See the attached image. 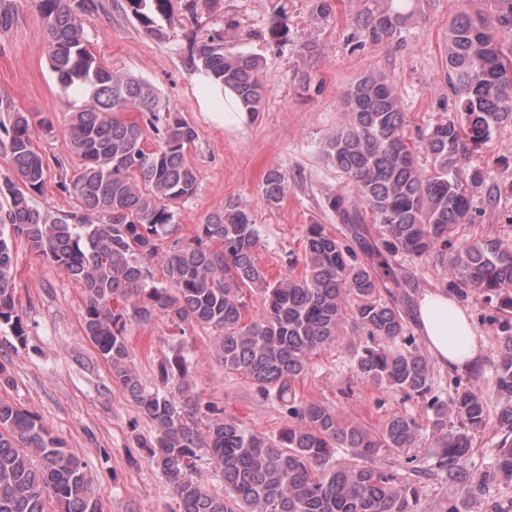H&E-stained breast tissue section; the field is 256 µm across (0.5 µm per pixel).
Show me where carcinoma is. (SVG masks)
Returning <instances> with one entry per match:
<instances>
[{"label": "carcinoma", "mask_w": 512, "mask_h": 512, "mask_svg": "<svg viewBox=\"0 0 512 512\" xmlns=\"http://www.w3.org/2000/svg\"><path fill=\"white\" fill-rule=\"evenodd\" d=\"M488 11L458 15L449 29L448 89L454 117L430 123L420 145L405 134L401 97L384 74L357 80L344 95L348 120L322 147L323 160L355 189L351 197L328 196L343 225L338 235L321 224L307 226L298 276L273 282L255 264L258 233L251 214L229 202L208 214L190 243L166 250L160 241L178 227V206L197 193L199 175L186 151L198 131L180 120L158 125L166 110L146 82L103 65L88 46L87 16L94 0H35L49 38L52 71L61 86L82 93L85 104L64 114L61 126L75 173L60 187L73 199L57 216L41 212L33 195L42 191L48 164L36 137L53 132L31 112L12 109L0 125V326L19 340L27 334L14 288L12 243L23 239L86 293V335L121 386L156 426L144 442L151 449L179 504V512H417L419 487L376 464L390 450L414 448L425 427L408 414L394 415L370 430L321 402L300 398L295 383L319 352L351 347V370L378 388L422 399L432 412L434 468L448 479L470 481L461 462L471 434L496 426L502 434L489 478L512 482V249L494 239L455 242L471 200L458 181L456 163L487 144L495 129L512 123V48L504 52L497 33L512 32V0H486ZM148 32L173 17V0H128ZM415 14L412 0L390 5L362 20L374 43L399 41ZM209 29L195 43L196 69L231 88L250 115L262 110L265 88L259 61L224 49V31ZM274 40L288 36L286 13L271 20ZM137 112L142 121L128 120ZM156 146L145 147L146 128ZM432 158L430 170L416 153ZM288 178L278 168L263 178L269 204L284 196ZM220 243L213 249L212 242ZM449 258L446 287L476 291L496 303L506 318L500 327L501 354L494 366L497 409L492 397L454 379L443 399L428 360L420 354L408 309L414 276H405L397 257ZM160 258L165 281L154 280L149 263ZM256 295L259 313L242 319L245 291ZM163 317L177 328L194 323L220 338L224 371L243 375L260 395L288 415L277 438L245 430L232 419L200 426L199 400L191 392L186 356L177 351L160 365L165 392L141 386L126 340L131 323L149 325ZM351 322L356 335L344 336ZM341 448L356 460L339 465ZM224 477V495L195 477L201 452ZM0 512H102L86 464L34 413L0 399Z\"/></svg>", "instance_id": "cac0c4a2"}]
</instances>
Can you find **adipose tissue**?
Here are the masks:
<instances>
[{"label": "adipose tissue", "mask_w": 512, "mask_h": 512, "mask_svg": "<svg viewBox=\"0 0 512 512\" xmlns=\"http://www.w3.org/2000/svg\"><path fill=\"white\" fill-rule=\"evenodd\" d=\"M198 87L204 88L203 101L210 119L225 128H240L248 114L229 89L196 74ZM418 321L431 355L442 366L463 369L476 362L480 346L467 312L447 292L425 293L418 304Z\"/></svg>", "instance_id": "ef3b65f1"}]
</instances>
